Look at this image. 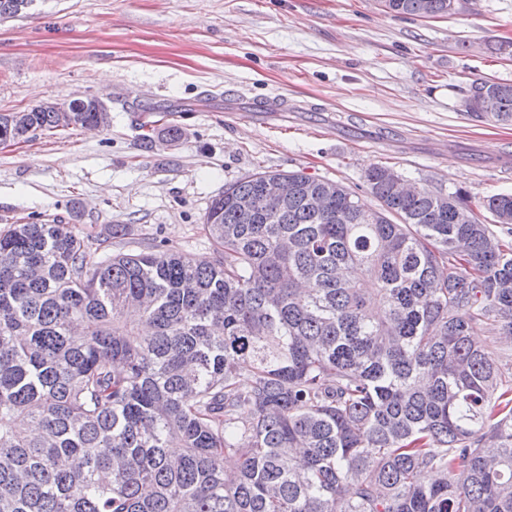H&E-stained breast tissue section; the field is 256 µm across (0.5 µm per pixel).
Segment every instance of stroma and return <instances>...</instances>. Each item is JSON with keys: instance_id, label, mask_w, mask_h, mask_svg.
<instances>
[{"instance_id": "stroma-1", "label": "stroma", "mask_w": 512, "mask_h": 512, "mask_svg": "<svg viewBox=\"0 0 512 512\" xmlns=\"http://www.w3.org/2000/svg\"><path fill=\"white\" fill-rule=\"evenodd\" d=\"M478 79L512 83V0L429 19L380 0H34L0 20V112L99 96L112 121L0 146V230L57 222L110 239L124 224L112 253L208 263L207 207L259 169L366 200L367 171L388 166L481 209L512 192V125L462 110Z\"/></svg>"}]
</instances>
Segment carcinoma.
<instances>
[{
	"instance_id": "cac0c4a2",
	"label": "carcinoma",
	"mask_w": 512,
	"mask_h": 512,
	"mask_svg": "<svg viewBox=\"0 0 512 512\" xmlns=\"http://www.w3.org/2000/svg\"><path fill=\"white\" fill-rule=\"evenodd\" d=\"M476 95L512 124V83ZM110 121L90 100L1 112L0 144ZM397 177L367 173L372 206L256 171L207 208L209 265L96 260L69 224L0 230V512H512V363L486 356L512 336V241L465 191L400 195ZM274 179L294 187L281 204ZM484 208L512 225V193Z\"/></svg>"
}]
</instances>
